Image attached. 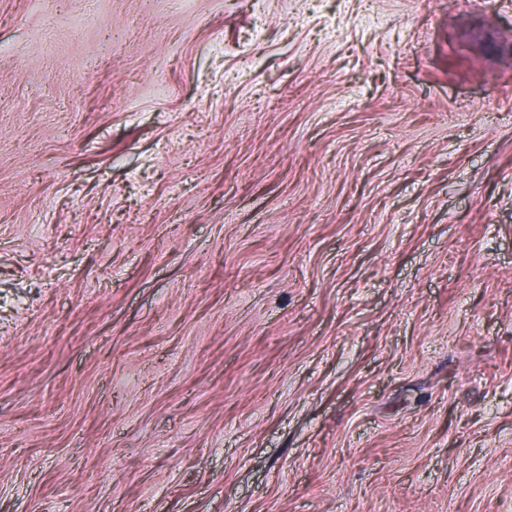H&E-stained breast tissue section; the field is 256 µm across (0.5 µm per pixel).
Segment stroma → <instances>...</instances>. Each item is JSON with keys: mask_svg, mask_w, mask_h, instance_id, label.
<instances>
[{"mask_svg": "<svg viewBox=\"0 0 512 512\" xmlns=\"http://www.w3.org/2000/svg\"><path fill=\"white\" fill-rule=\"evenodd\" d=\"M0 512H512V0H0Z\"/></svg>", "mask_w": 512, "mask_h": 512, "instance_id": "35a3bbf8", "label": "stroma"}]
</instances>
